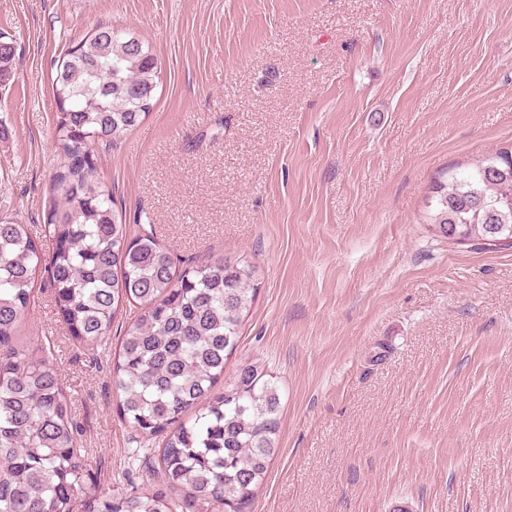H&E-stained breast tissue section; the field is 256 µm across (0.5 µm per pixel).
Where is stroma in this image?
Returning a JSON list of instances; mask_svg holds the SVG:
<instances>
[{"label": "stroma", "instance_id": "1", "mask_svg": "<svg viewBox=\"0 0 512 512\" xmlns=\"http://www.w3.org/2000/svg\"><path fill=\"white\" fill-rule=\"evenodd\" d=\"M100 24L134 31L155 106L102 153L127 216L193 261L246 256L256 302L225 377L280 388L253 512H512V251L426 222L441 173L512 145V0H0V213L39 232L59 161L50 74ZM51 341L95 497L152 483L156 441L116 413V344ZM16 51V39L10 34L0 33V84L6 86L12 75V62ZM5 83V84H4Z\"/></svg>", "mask_w": 512, "mask_h": 512}]
</instances>
